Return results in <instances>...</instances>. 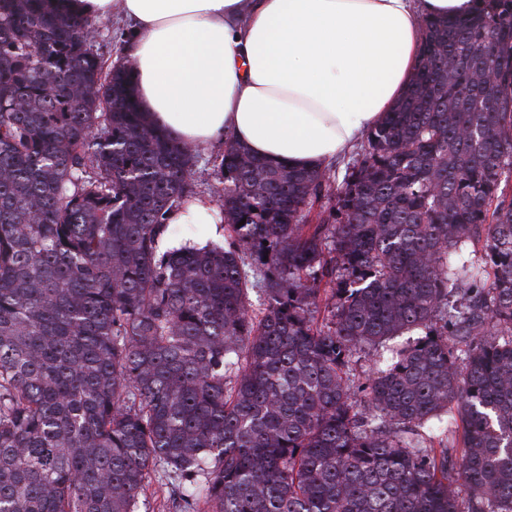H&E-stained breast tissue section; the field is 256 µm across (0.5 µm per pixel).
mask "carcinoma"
I'll list each match as a JSON object with an SVG mask.
<instances>
[{
	"instance_id": "carcinoma-1",
	"label": "carcinoma",
	"mask_w": 512,
	"mask_h": 512,
	"mask_svg": "<svg viewBox=\"0 0 512 512\" xmlns=\"http://www.w3.org/2000/svg\"><path fill=\"white\" fill-rule=\"evenodd\" d=\"M423 25L342 178L230 139L232 234L163 251L196 153L91 20L0 0V512H138L153 473L183 512H512V0ZM409 336H401L398 338H395L392 341H389L385 344L384 347L378 348V354H381V358L379 356L374 355V350H371L369 353H361V358L357 365V372H356V379L359 377L361 382H364L365 379L372 374L373 370L375 369L376 360L380 359V366H383L384 361L390 357V353L387 351L389 346H402L406 345V342H408Z\"/></svg>"
}]
</instances>
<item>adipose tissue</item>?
<instances>
[{"label": "adipose tissue", "mask_w": 512, "mask_h": 512, "mask_svg": "<svg viewBox=\"0 0 512 512\" xmlns=\"http://www.w3.org/2000/svg\"><path fill=\"white\" fill-rule=\"evenodd\" d=\"M483 0H65L125 29L147 120L196 149L224 137L266 160L322 168L409 85L426 17Z\"/></svg>", "instance_id": "1"}]
</instances>
